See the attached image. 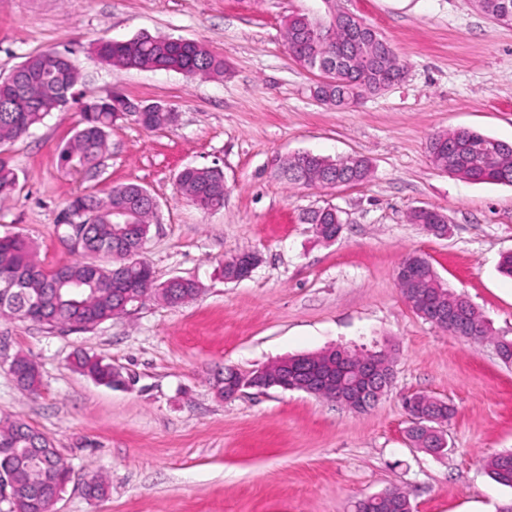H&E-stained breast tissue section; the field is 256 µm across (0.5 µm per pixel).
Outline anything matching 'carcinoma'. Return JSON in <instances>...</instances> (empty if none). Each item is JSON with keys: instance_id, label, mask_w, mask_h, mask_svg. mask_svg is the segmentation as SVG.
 I'll list each match as a JSON object with an SVG mask.
<instances>
[{"instance_id": "cac0c4a2", "label": "carcinoma", "mask_w": 512, "mask_h": 512, "mask_svg": "<svg viewBox=\"0 0 512 512\" xmlns=\"http://www.w3.org/2000/svg\"><path fill=\"white\" fill-rule=\"evenodd\" d=\"M476 7L494 23L512 26V0H474ZM304 20L298 15L285 22V45L292 58L303 68L323 72L325 62L338 55L337 66L326 75V81L315 87L317 99L332 106L378 94L389 87L386 74L400 68L396 56L387 51L388 40L368 26L357 33L347 27L336 29L335 41L320 48L311 57L300 33ZM93 53L103 64L123 69H153L181 73L187 77H220L224 75V59L211 53L203 44L189 39L138 34L126 40L100 39ZM79 82L67 53L58 50L52 55L40 51L29 55L6 76L0 77V146L12 143L59 112L75 100ZM120 97L89 101L81 108V120L60 152L65 163H75L80 173L94 180L101 173L103 157L108 148L112 126L120 119L115 103ZM174 111L161 102H154L135 120L144 129L155 131L172 125ZM506 142L470 128H456L433 134L427 144L429 157L448 165V173L477 183L512 186V156L501 165L479 168L466 166L467 158L487 148H501ZM361 184L371 174L363 158L331 160L306 153L304 165L296 168L291 160L277 167V174L290 185L308 186L321 181L328 170ZM181 194L199 208L212 211L224 207V171L217 165L182 168L176 176ZM18 177L8 157L0 153V198L11 195ZM147 189L134 182L112 186L105 196L80 194L72 197L66 208L68 222L63 231L74 227L82 233L80 252L86 260L52 269H45L33 259L31 243L20 235L0 237V283L19 279L23 287L4 295L0 293V319L29 320L50 328L86 329L99 325L125 312L120 302L112 299V280L122 279L131 285L153 274L152 266L142 259L143 245L150 233L154 214L145 193ZM130 212L131 224L124 233L123 257L112 256L116 212ZM338 211L332 208L312 210L304 216L307 224H337ZM404 260L418 276L427 279L432 272L425 265L424 254L408 253ZM447 299L454 319L468 327L476 340H490L505 364H512V339L494 338L490 328L475 306L452 289L436 281ZM198 284L188 280L173 287L172 295L160 291V285L143 292V296H159L170 305H179L193 298ZM14 379L18 386L31 393L40 383L37 365L18 354L13 360ZM73 366L93 380L112 385L114 369L103 359L79 350L74 353ZM419 411L433 416L437 423L448 421L454 409L445 401L419 393L415 395ZM0 452L9 455L10 481L16 486L15 496L8 500V512H48L51 498L48 488L65 485L70 473L54 444L27 422L0 421ZM489 477L499 485L512 488V452L491 456L486 461ZM408 496L399 489H389L363 505L364 512H406Z\"/></svg>"}]
</instances>
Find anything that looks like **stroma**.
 I'll use <instances>...</instances> for the list:
<instances>
[{
  "label": "stroma",
  "instance_id": "stroma-1",
  "mask_svg": "<svg viewBox=\"0 0 512 512\" xmlns=\"http://www.w3.org/2000/svg\"><path fill=\"white\" fill-rule=\"evenodd\" d=\"M371 24L404 64L405 79L347 108L317 101L319 74L288 54L289 15L318 12L320 0H0V76L28 54L69 53L86 100L121 94L159 101L179 114L147 131L116 122L101 176L65 166L60 148L81 119L78 104L52 113L9 144L18 175L0 199V236L22 234L45 267L80 259L59 223L68 200L136 182L158 203L143 256L158 282L195 279L200 294L171 307L145 300L95 328L47 329L0 322L10 352L41 372L21 391L0 365V418L44 433L72 471L55 512H353L357 499L392 488L413 512H498L512 488L492 481L487 457L512 450V365L492 342L457 339L404 302L397 269L427 255L442 283L464 294L495 335L512 338V278L498 271L512 251V186L439 172L428 138L470 127L512 143V27L473 0H340ZM146 32L202 43L224 60L220 78L119 69L92 53L101 37ZM310 151L362 156L373 174L358 185L290 186L274 157ZM224 170V206L204 211L180 196L186 165ZM339 210L335 241L320 240L304 214ZM430 207L448 217L447 237L410 223ZM254 251L250 278H224L226 258ZM390 350L394 381L358 414L300 391L243 389L219 397L214 374L242 373L291 355L338 346ZM83 349L123 377L106 387L69 363ZM452 404L448 453L411 446L405 397ZM102 476L104 499L87 500L85 480Z\"/></svg>",
  "mask_w": 512,
  "mask_h": 512
}]
</instances>
